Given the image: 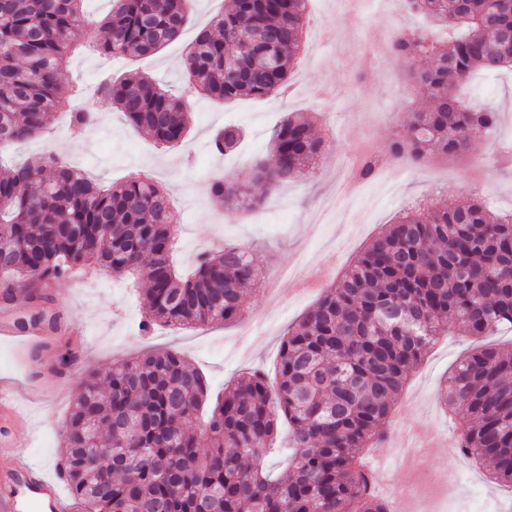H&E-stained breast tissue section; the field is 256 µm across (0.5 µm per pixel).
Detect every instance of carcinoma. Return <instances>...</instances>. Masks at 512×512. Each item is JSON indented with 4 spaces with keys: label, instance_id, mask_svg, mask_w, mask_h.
<instances>
[{
    "label": "carcinoma",
    "instance_id": "carcinoma-1",
    "mask_svg": "<svg viewBox=\"0 0 512 512\" xmlns=\"http://www.w3.org/2000/svg\"><path fill=\"white\" fill-rule=\"evenodd\" d=\"M83 2L0 0L1 149L41 136L62 116L88 133L114 109L156 144L173 146L195 93L222 101L281 96L308 0H225L187 56L186 90L130 76L102 84V106L93 109L61 93L70 53L85 46L105 59L154 54L182 35L191 0H112L102 41L88 35ZM399 2L440 25L396 36L393 53L431 107L409 113V134L396 136L390 159L462 155L499 122V112L459 89L477 71L512 67V40L500 31L512 26V3ZM260 29L277 40L273 72L246 42ZM240 137L235 128L218 131L214 152L234 149ZM321 152L309 122L289 117L253 170L274 189L312 173ZM384 164L368 156L358 177L371 180ZM210 192L244 211L257 205L231 177L213 179ZM176 242L170 200L155 181L130 177L102 189L50 157L18 163L0 153V282L8 299L21 289L32 304L48 302L44 289L74 268H141L150 283L142 333L238 320L258 277L250 249L226 244L184 274L170 261ZM457 323L472 336L512 332V212L495 213L476 194L448 208L419 203L387 225L288 328L275 379L239 377L201 429L207 385L176 351L113 364L104 390L87 374L65 424L72 496L87 512H391L371 489L365 457L385 440L412 369ZM441 402L460 417L462 455L474 466L493 462L491 478L512 486V349L473 348L450 373ZM283 420L292 474L273 479L261 459Z\"/></svg>",
    "mask_w": 512,
    "mask_h": 512
}]
</instances>
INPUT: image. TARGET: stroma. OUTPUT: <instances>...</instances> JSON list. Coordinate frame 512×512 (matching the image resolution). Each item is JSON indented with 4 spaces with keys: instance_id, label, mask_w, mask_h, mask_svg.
I'll list each match as a JSON object with an SVG mask.
<instances>
[{
    "instance_id": "stroma-1",
    "label": "stroma",
    "mask_w": 512,
    "mask_h": 512,
    "mask_svg": "<svg viewBox=\"0 0 512 512\" xmlns=\"http://www.w3.org/2000/svg\"><path fill=\"white\" fill-rule=\"evenodd\" d=\"M322 34L304 39L306 67L290 75L291 93L284 98H241L216 101L189 99L192 120L177 146L162 149L132 126L121 112L100 120L97 130L74 138L68 127L56 126L45 136L13 150L16 161L52 152L61 165L82 170L109 187L141 175L162 184L172 202V222L178 230L174 258L205 252L206 240L222 233L225 241L247 246L264 274L248 300L242 319L230 325L194 329L158 326L138 330L142 318L144 278L116 276L92 267L55 284L56 301L67 310L68 331L55 349L29 356L14 345L0 343V378L33 379L43 389L40 402L23 404L28 414L24 443L34 461L53 470L60 457L66 417L81 387L78 376L93 372L105 378L113 363L145 353L175 350L205 375L210 396L242 373L259 370L274 376L280 344L289 326L320 298V291L301 293L299 282L316 268L326 244L336 247V263L328 277L336 282L361 248L383 225L416 200L449 206L468 191L500 184L490 204L512 211V170L497 157L503 143L512 144V71L498 75L492 89L471 86L479 101L500 112L497 133L471 145L457 158L436 159L425 166L384 168L375 180L359 184L355 194L342 197L341 184L350 171L351 143L371 146L386 156L396 135L405 134L404 113L394 111L392 96L407 88L404 63L376 64L364 51L375 33L390 34L402 27L424 26L423 17L393 8L385 13L363 10L352 0H316ZM224 10V0H191L189 21L181 37L146 57L116 56L102 60L86 48L72 53L62 75V92L91 95L103 74L120 79L139 72L163 80L175 89L187 84L184 64L197 33L208 28ZM304 116L323 141L313 177L293 178L278 191L251 178L248 162L268 157L276 126L290 116ZM236 126L244 141L240 152L216 155L210 145L218 129ZM225 173L246 182L260 200L251 210H235L212 199L208 185ZM478 338L452 327L440 337L410 373L397 401L390 442L380 450L387 456L388 474L378 483L412 486L433 503L432 512H473L470 484H478L500 512H512V488L490 480V466L475 467L451 460L458 429L440 404L441 383L456 361L477 346ZM78 349L73 371L61 370V352ZM465 473L460 493L449 497L435 480Z\"/></svg>"
}]
</instances>
